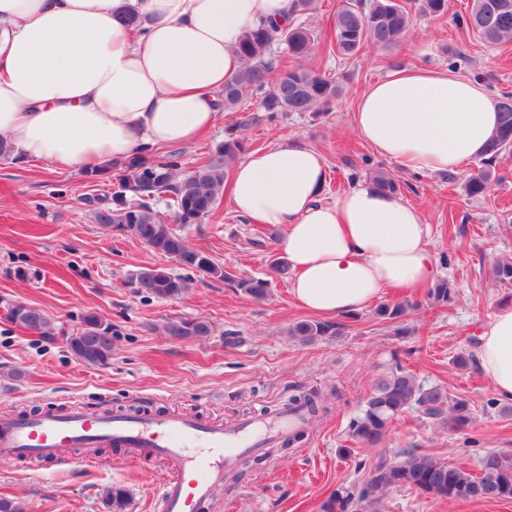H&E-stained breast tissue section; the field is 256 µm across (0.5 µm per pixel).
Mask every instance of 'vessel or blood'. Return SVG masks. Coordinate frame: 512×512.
Wrapping results in <instances>:
<instances>
[{
  "instance_id": "1",
  "label": "vessel or blood",
  "mask_w": 512,
  "mask_h": 512,
  "mask_svg": "<svg viewBox=\"0 0 512 512\" xmlns=\"http://www.w3.org/2000/svg\"><path fill=\"white\" fill-rule=\"evenodd\" d=\"M298 425V415L285 411L227 427L183 415L49 406L36 415L0 418V454L57 459L77 448H120L131 460L161 456L170 470L160 493L167 512H207L227 472L287 438Z\"/></svg>"
}]
</instances>
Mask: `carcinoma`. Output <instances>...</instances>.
Returning a JSON list of instances; mask_svg holds the SVG:
<instances>
[{
	"mask_svg": "<svg viewBox=\"0 0 512 512\" xmlns=\"http://www.w3.org/2000/svg\"><path fill=\"white\" fill-rule=\"evenodd\" d=\"M422 16L441 19L448 13V0H417ZM466 26L489 44L512 43V0H473ZM412 14L402 0H345L332 22L331 52L342 60L357 57L362 51L391 49L408 32ZM317 36L301 22L284 27L261 25L244 35L238 52L245 66L237 72L220 93L226 110H239L247 102L258 106L245 124L271 121L283 112H310L329 107L341 93L336 78L306 67L302 60L311 56ZM284 46L286 56H271L272 46ZM501 113L498 129L491 137L478 172L470 175L464 190L467 196H486L496 178V162L512 150V92L498 96ZM246 149L245 139L230 137L200 166L180 170L177 156L153 158L151 148L139 149L127 162V175L112 193L111 202L94 210V220L105 228L120 231L169 258L189 271L236 284L254 300L268 295V282L261 278H237L223 266L214 263L208 253L189 246L186 240L166 224L158 203L175 209L180 224H202L218 208L236 158ZM137 197L128 203L126 193ZM495 280L512 286V259L497 261L493 266ZM135 292L147 297L178 299L188 293L191 279L175 275L164 267H144L129 279ZM437 304H448L455 292L448 281L441 280L429 291ZM404 303H383L376 315L383 320H396L405 314ZM0 318L39 336H50L54 330L52 317L44 310L19 300L0 298ZM165 330L173 339H196L209 335V324L200 319H173ZM335 333V324L303 320L288 327V336L311 342ZM68 351L87 365H105L112 358V327L96 313L89 312L81 327L65 337ZM290 405L305 408V421L312 424L326 410L317 391L291 399ZM414 411L433 423H449L462 430L472 418L469 400L449 398L439 386H425L403 367L397 366L378 380L359 413L351 418L349 436L365 448H378L386 438L389 425L398 415ZM415 490L445 500L512 499V454L487 452L477 462L473 473L445 460L408 449L392 461L378 463L366 476L359 489L338 493L324 506L325 512H381L385 495L397 489ZM112 512H125L126 491L112 488L107 496Z\"/></svg>",
	"mask_w": 512,
	"mask_h": 512,
	"instance_id": "cac0c4a2",
	"label": "carcinoma"
}]
</instances>
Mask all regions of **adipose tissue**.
<instances>
[{"label": "adipose tissue", "mask_w": 512, "mask_h": 512, "mask_svg": "<svg viewBox=\"0 0 512 512\" xmlns=\"http://www.w3.org/2000/svg\"><path fill=\"white\" fill-rule=\"evenodd\" d=\"M296 13L297 0H0V135L27 164L60 169L190 143L217 122L242 36ZM499 121L482 84L418 66L370 84L353 112L379 155L428 173L481 155ZM326 180L321 155L288 140L233 166L229 203L282 228L299 304L336 315L435 280L417 208L369 181L325 202ZM477 351L496 394L512 400V305L481 325Z\"/></svg>", "instance_id": "obj_1"}]
</instances>
